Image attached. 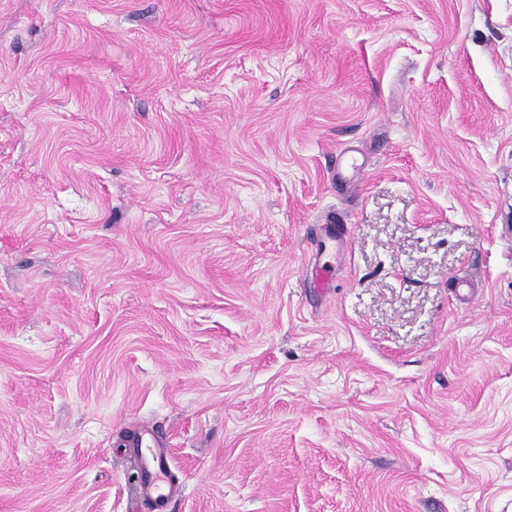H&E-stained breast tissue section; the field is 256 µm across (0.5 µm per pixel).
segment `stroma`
<instances>
[{"label": "stroma", "instance_id": "obj_1", "mask_svg": "<svg viewBox=\"0 0 512 512\" xmlns=\"http://www.w3.org/2000/svg\"><path fill=\"white\" fill-rule=\"evenodd\" d=\"M139 446L512 512V0H0V512H151Z\"/></svg>", "mask_w": 512, "mask_h": 512}]
</instances>
